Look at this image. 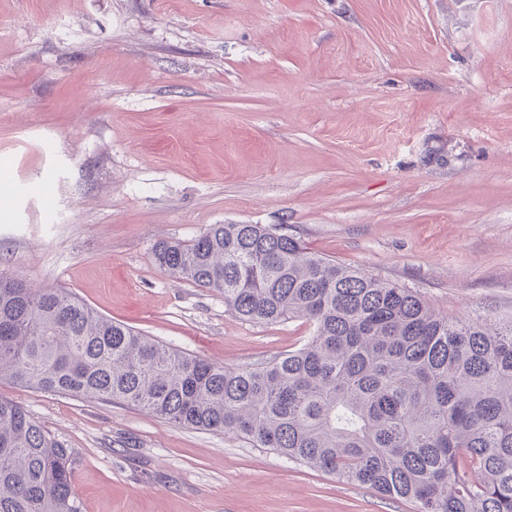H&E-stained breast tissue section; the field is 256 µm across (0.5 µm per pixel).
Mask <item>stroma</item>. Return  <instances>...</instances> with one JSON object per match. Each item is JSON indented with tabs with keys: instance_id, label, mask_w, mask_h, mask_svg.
<instances>
[{
	"instance_id": "1",
	"label": "stroma",
	"mask_w": 512,
	"mask_h": 512,
	"mask_svg": "<svg viewBox=\"0 0 512 512\" xmlns=\"http://www.w3.org/2000/svg\"><path fill=\"white\" fill-rule=\"evenodd\" d=\"M285 229L467 321L512 317V0H0V272L230 368L300 347L161 240ZM80 512H415L120 403L9 381Z\"/></svg>"
}]
</instances>
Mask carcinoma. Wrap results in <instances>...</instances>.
Segmentation results:
<instances>
[{
	"label": "carcinoma",
	"instance_id": "cac0c4a2",
	"mask_svg": "<svg viewBox=\"0 0 512 512\" xmlns=\"http://www.w3.org/2000/svg\"><path fill=\"white\" fill-rule=\"evenodd\" d=\"M172 277L247 322L304 319L298 349L228 368L58 288L0 272V381L123 402L415 504L512 512V319L469 323L264 224L160 241ZM70 449L0 399V512H79Z\"/></svg>",
	"mask_w": 512,
	"mask_h": 512
}]
</instances>
